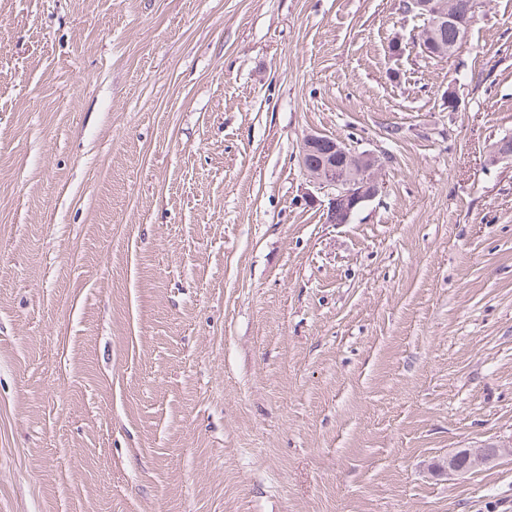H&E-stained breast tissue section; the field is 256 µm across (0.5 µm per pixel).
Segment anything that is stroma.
<instances>
[{
    "mask_svg": "<svg viewBox=\"0 0 512 512\" xmlns=\"http://www.w3.org/2000/svg\"><path fill=\"white\" fill-rule=\"evenodd\" d=\"M398 3L0 0V512H512V0ZM401 2L402 3L399 4V9L403 14L413 15L414 17L426 15L425 13L420 12L421 10L428 12L429 15L435 18L434 23H430L426 29H423L417 39L418 46L424 49L425 55L432 59H442L454 56L465 44L469 27H467V30L462 28L459 29L457 31V36L456 29L447 27L448 25H455L457 23L462 11L465 12L466 18L470 15L473 16L470 20L472 23L477 20V10L472 2L465 5L457 0H448V2L445 0L436 6L433 5V0H415L412 1L413 5L411 0H401ZM413 6L420 10L412 12ZM431 16L423 19L424 26L426 20H429V22L431 21ZM437 24H441L442 28L446 27L438 32V36L440 37L439 40L443 45H447L449 42H452L456 36L455 41L450 46H435L437 42V32L434 29ZM422 49L421 51L423 53ZM311 157H318V162L311 164ZM299 163L312 184L330 190L327 217L331 224L349 223L357 210L381 192L378 157L350 151L341 138L322 133L307 136ZM507 451L512 453V448H499L498 446H484V448H465L461 453L450 455L448 465L440 471H448V474L464 476L470 472L488 466L498 460Z\"/></svg>",
    "mask_w": 512,
    "mask_h": 512,
    "instance_id": "obj_1",
    "label": "stroma"
}]
</instances>
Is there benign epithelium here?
<instances>
[{
	"label": "benign epithelium",
	"mask_w": 512,
	"mask_h": 512,
	"mask_svg": "<svg viewBox=\"0 0 512 512\" xmlns=\"http://www.w3.org/2000/svg\"><path fill=\"white\" fill-rule=\"evenodd\" d=\"M413 6L434 17V22L422 30L417 39L425 55L442 59L459 52L467 40V30L459 29L451 45L438 47L435 27L438 24L443 27L456 24L462 13L477 16L474 4L443 0L435 6L431 0H413ZM299 163L312 184L330 190L327 217L331 224L349 223L357 210L381 192L377 179L380 166L378 157L370 153L356 154L338 137L322 133L307 136L299 152ZM506 452L507 449L497 446L467 448L459 454L448 456V465L442 471L462 477L494 463Z\"/></svg>",
	"instance_id": "benign-epithelium-1"
}]
</instances>
